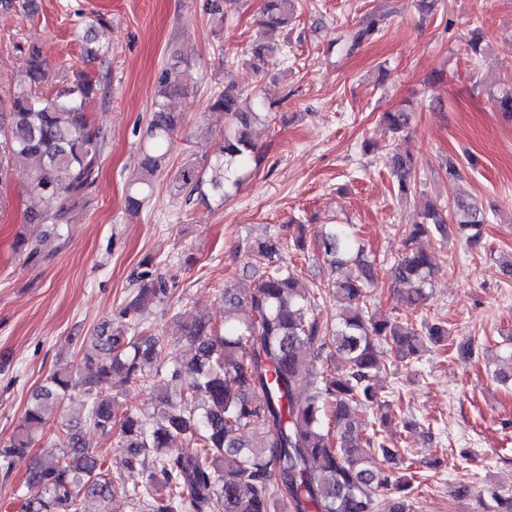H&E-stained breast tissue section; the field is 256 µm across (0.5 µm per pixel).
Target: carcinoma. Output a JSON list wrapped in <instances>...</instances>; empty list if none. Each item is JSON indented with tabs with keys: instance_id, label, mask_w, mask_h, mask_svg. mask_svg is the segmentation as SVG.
<instances>
[{
	"instance_id": "carcinoma-1",
	"label": "carcinoma",
	"mask_w": 512,
	"mask_h": 512,
	"mask_svg": "<svg viewBox=\"0 0 512 512\" xmlns=\"http://www.w3.org/2000/svg\"><path fill=\"white\" fill-rule=\"evenodd\" d=\"M234 0H207V11L220 25ZM293 0H262L258 35L250 48V65L260 73L286 59L276 35L288 26ZM371 17L353 33L354 51L376 31ZM22 78L9 111L0 112V183L21 175L31 193L49 207L28 216L31 223L51 224L61 236L71 212L98 177L104 141L94 129L88 108L102 94L100 79L79 74L54 95L38 92L48 82L43 52L18 42ZM190 67L172 55L162 68L154 92L148 143L132 180L127 206L138 209L151 196L162 162L173 144L178 115L170 100L190 79ZM235 85L212 96L208 109L224 113L228 123L205 164H184L172 178L176 195L204 194L203 186L226 197L264 161L251 136L260 113L241 106ZM412 113H384L391 130L408 129ZM397 193L414 187L415 164L393 155ZM456 230L470 242L480 239L485 213L479 204L453 197ZM423 220L410 240L448 236L443 210L426 204ZM315 245L336 271L335 290L343 308L336 320L313 313L315 289L303 285L279 263L287 247L278 236L253 249L257 282L240 296L224 289V327L194 316L178 322L176 342L191 353L183 363L168 358L165 339L137 334L135 315L148 301L163 300L178 286V275L159 272L153 258H143L136 273L139 288L118 311L126 324L118 332L95 334L81 343L78 368H56L32 394L15 432L0 440V470L9 475L13 458L26 454L65 396L79 397L84 420L62 427L58 455L37 459L27 476L29 494L20 512H81L88 497L102 502L121 493L132 512H375L388 478L373 465L377 452L396 465L401 453L379 434L393 421V402L378 385L387 371L383 345L407 366L419 363L426 343L438 344L448 329L435 320L419 325L377 320L369 314L367 288L375 280L374 261L344 224L320 229ZM435 267L429 253L411 248L391 268L404 286L407 305L426 304ZM135 335L126 336L127 330ZM143 385L163 374L182 382L178 393L164 394L150 419L119 412L112 378ZM118 430L123 448L118 465L137 469L132 486L112 479V460L89 449L85 428ZM259 439L252 446L243 436ZM188 440L196 451L175 446Z\"/></svg>"
}]
</instances>
